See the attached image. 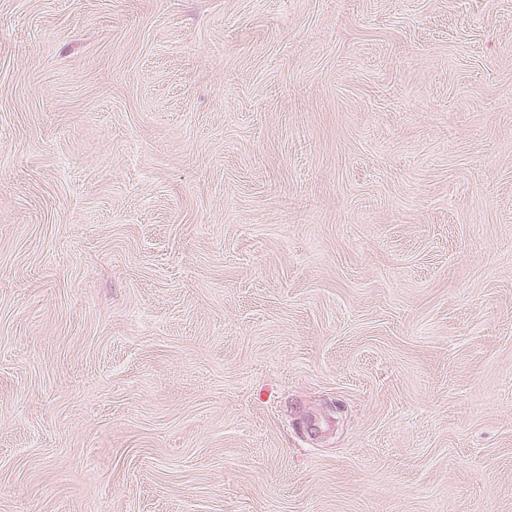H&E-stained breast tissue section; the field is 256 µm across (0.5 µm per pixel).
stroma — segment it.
I'll return each instance as SVG.
<instances>
[{
    "label": "stroma",
    "mask_w": 512,
    "mask_h": 512,
    "mask_svg": "<svg viewBox=\"0 0 512 512\" xmlns=\"http://www.w3.org/2000/svg\"><path fill=\"white\" fill-rule=\"evenodd\" d=\"M0 512H512V0H0Z\"/></svg>",
    "instance_id": "1"
}]
</instances>
